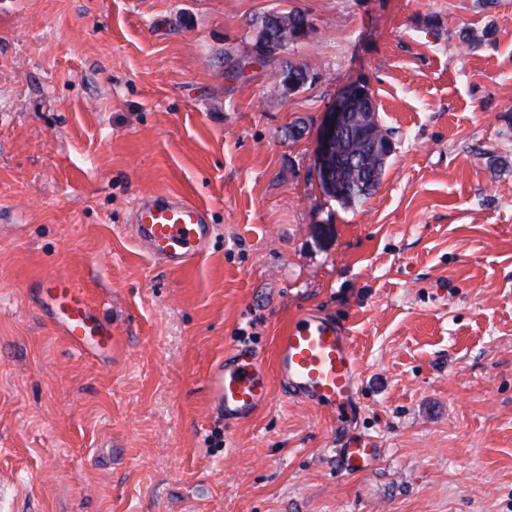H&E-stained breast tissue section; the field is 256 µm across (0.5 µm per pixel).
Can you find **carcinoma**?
I'll use <instances>...</instances> for the list:
<instances>
[{
    "instance_id": "obj_1",
    "label": "carcinoma",
    "mask_w": 512,
    "mask_h": 512,
    "mask_svg": "<svg viewBox=\"0 0 512 512\" xmlns=\"http://www.w3.org/2000/svg\"><path fill=\"white\" fill-rule=\"evenodd\" d=\"M304 26L305 15L299 12L267 14L256 20L255 41L271 43L282 51L296 40ZM286 70L293 89L308 78V67L304 64L290 62ZM392 152L391 134L380 124L373 97L354 99L347 129L326 160L337 184L328 195L344 206L363 203L379 186Z\"/></svg>"
}]
</instances>
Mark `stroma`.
<instances>
[{"instance_id":"stroma-1","label":"stroma","mask_w":512,"mask_h":512,"mask_svg":"<svg viewBox=\"0 0 512 512\" xmlns=\"http://www.w3.org/2000/svg\"><path fill=\"white\" fill-rule=\"evenodd\" d=\"M292 11L306 36L256 60ZM356 83L394 148L351 208L316 162ZM162 192L216 227L182 271L128 233ZM52 272L117 357L42 316ZM308 311L352 338L354 418L276 386L224 424L210 367L272 362ZM347 430L378 450L354 474ZM0 512H512V0H0ZM305 15L299 12L267 14L256 20L255 42L273 43L276 51H283L305 26ZM288 28V38L282 31ZM362 86L349 88L333 105L329 112L325 113L318 138L317 168L321 171L323 158L328 156L333 145L345 127L349 102L356 90ZM38 287L40 308L73 348L87 353L89 349L98 353L105 350L116 353L123 348L124 336L114 325L100 318L95 306L89 303L84 288L74 279L50 274ZM86 336H98L97 344H90Z\"/></svg>"}]
</instances>
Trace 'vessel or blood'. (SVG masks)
I'll list each match as a JSON object with an SVG mask.
<instances>
[{
  "mask_svg": "<svg viewBox=\"0 0 512 512\" xmlns=\"http://www.w3.org/2000/svg\"><path fill=\"white\" fill-rule=\"evenodd\" d=\"M132 236L150 258L171 270H182L203 255L214 235L203 205L174 193H156L137 204ZM39 306L78 351L119 352L124 338L103 321L74 279L50 274L40 282ZM211 409L224 421L241 422L267 406L273 386L289 398L312 403L335 414L351 416L357 407L358 377L346 330L333 318L306 312L278 336L274 361L264 364L252 351L237 347L211 367L206 379ZM376 455L370 443L347 438L341 459L358 472Z\"/></svg>",
  "mask_w": 512,
  "mask_h": 512,
  "instance_id": "b4317fda",
  "label": "vessel or blood"
}]
</instances>
